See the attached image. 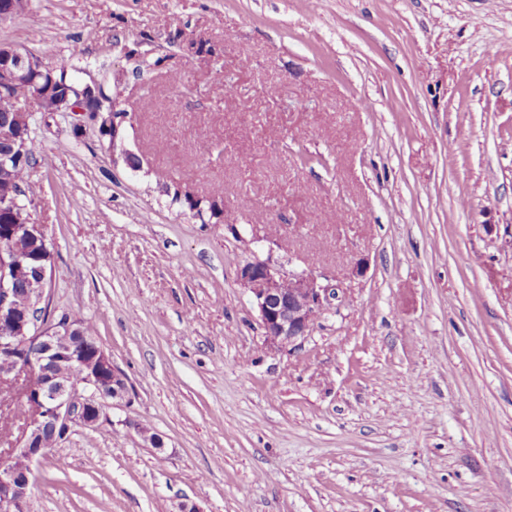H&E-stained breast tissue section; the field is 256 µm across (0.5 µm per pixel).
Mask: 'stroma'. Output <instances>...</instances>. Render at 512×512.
<instances>
[{
	"instance_id": "obj_1",
	"label": "stroma",
	"mask_w": 512,
	"mask_h": 512,
	"mask_svg": "<svg viewBox=\"0 0 512 512\" xmlns=\"http://www.w3.org/2000/svg\"><path fill=\"white\" fill-rule=\"evenodd\" d=\"M0 42L129 114L120 152L30 114L46 300L133 396L29 512H512V0H28ZM269 253L338 289L290 354L237 280Z\"/></svg>"
}]
</instances>
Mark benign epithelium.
Listing matches in <instances>:
<instances>
[{
  "label": "benign epithelium",
  "instance_id": "benign-epithelium-1",
  "mask_svg": "<svg viewBox=\"0 0 512 512\" xmlns=\"http://www.w3.org/2000/svg\"><path fill=\"white\" fill-rule=\"evenodd\" d=\"M27 0H0V20L22 13ZM57 68L42 57L16 46L0 43V169L11 172L26 158L30 136L29 112L47 96L55 99L54 111L74 117L94 118L106 112L112 118V148L124 141L127 112L118 102L104 99L103 88L74 77L61 82ZM0 213L10 219L13 238H37L43 254L32 256L17 247L0 249V322H11L14 335L0 336V380L33 371L44 377L40 389L31 394L30 411L18 446L0 456V512H27L32 485L31 465L47 456L42 436L50 429L96 427L108 420L107 410L121 409L131 402V386L112 358L96 344L63 352L59 340L76 337L77 320L63 314L30 318L18 305L20 291L30 299L44 301L52 253L44 227L34 222L22 196L0 200ZM237 279L251 297L263 329V346L270 351H295L311 335L317 320L337 298L336 289L306 271H285L272 255L256 256L238 268ZM78 362L84 380L75 383L58 371L61 362Z\"/></svg>",
  "mask_w": 512,
  "mask_h": 512
}]
</instances>
